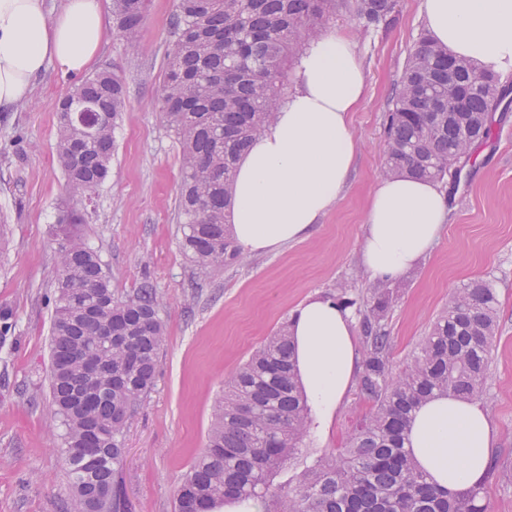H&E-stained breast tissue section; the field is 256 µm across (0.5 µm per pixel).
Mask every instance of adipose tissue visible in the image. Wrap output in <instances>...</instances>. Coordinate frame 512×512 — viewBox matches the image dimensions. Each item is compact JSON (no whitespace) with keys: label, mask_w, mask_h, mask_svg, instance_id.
I'll return each mask as SVG.
<instances>
[{"label":"adipose tissue","mask_w":512,"mask_h":512,"mask_svg":"<svg viewBox=\"0 0 512 512\" xmlns=\"http://www.w3.org/2000/svg\"><path fill=\"white\" fill-rule=\"evenodd\" d=\"M433 41L453 56L512 73V0H423ZM107 35L102 0H0V112L27 102L49 62L83 72ZM366 78L353 36L325 32L302 55L296 85L273 124L240 159L232 183L233 238L246 254L308 237L334 207L356 159L350 114ZM448 202L436 185L401 173L382 178L366 213L361 263L395 280L441 237ZM347 309L311 298L292 318L300 383L319 423L329 422L354 383L360 358ZM494 431L478 402L438 395L419 408L407 447L431 484L456 492L484 477Z\"/></svg>","instance_id":"1"}]
</instances>
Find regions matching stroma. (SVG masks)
Instances as JSON below:
<instances>
[{
	"mask_svg": "<svg viewBox=\"0 0 512 512\" xmlns=\"http://www.w3.org/2000/svg\"><path fill=\"white\" fill-rule=\"evenodd\" d=\"M176 0H151L141 42L110 32L94 70H120L127 110L115 130L108 178L79 230L100 249L112 289L133 295L151 281L160 298L166 340L155 385L130 418L121 481L132 512H174L184 476L206 444L224 383L299 305L314 296L359 300L377 287L359 263L365 213L382 177L386 115L409 55L426 28L422 0H396L387 27L363 28L348 8L330 27L354 34L367 92L352 124L354 169L334 208L305 240L202 274L182 254L175 207L182 180L179 147L157 99ZM82 75L49 63L25 104L0 112V512H65L69 496L63 431L53 418L48 373L57 277L55 226L73 199L56 163L57 108ZM440 188L449 200L439 242L399 280L390 282L391 364L400 370L454 294L489 282L499 300L497 340L481 399L495 441L494 480L485 484L489 512H512V108L477 143L459 178ZM369 411L349 392L330 427L311 430L298 459L273 478L297 484L317 456L339 453Z\"/></svg>",
	"mask_w": 512,
	"mask_h": 512,
	"instance_id": "1",
	"label": "stroma"
}]
</instances>
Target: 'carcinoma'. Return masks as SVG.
Instances as JSON below:
<instances>
[{"label": "carcinoma", "instance_id": "carcinoma-1", "mask_svg": "<svg viewBox=\"0 0 512 512\" xmlns=\"http://www.w3.org/2000/svg\"><path fill=\"white\" fill-rule=\"evenodd\" d=\"M343 3L365 28L390 24L394 0H177L158 104L180 146L177 219L182 251L196 269L241 259L231 237L236 165L285 100L288 67ZM149 6L150 0H112L113 24L132 46L142 38ZM461 83L474 85L463 125L448 120V86ZM75 92L73 108H58L56 161L73 195L90 200L109 174L126 87L118 71L101 70ZM508 96L494 73L469 61L462 70L448 67V51L422 36L387 115L383 175L408 172L437 182L456 175L455 162L468 161L474 145L489 137L492 114ZM84 221L67 206L56 225L49 387L69 464L66 512H131L120 480L122 437L154 386L165 329L153 284L115 295L99 252L67 231ZM392 296L371 294L362 313L357 389L370 411L343 453L316 459L298 485L272 489L271 478L296 457L312 425L285 322L227 383L206 448L178 488L175 512H213L230 499L257 502L263 512H487L482 486L435 488L406 442L414 413L435 395H484L498 329L495 289L485 281L460 289L396 373L385 324ZM79 351L96 352L104 370L87 406L78 403L85 383ZM88 424L98 435L93 458L83 445Z\"/></svg>", "mask_w": 512, "mask_h": 512}]
</instances>
